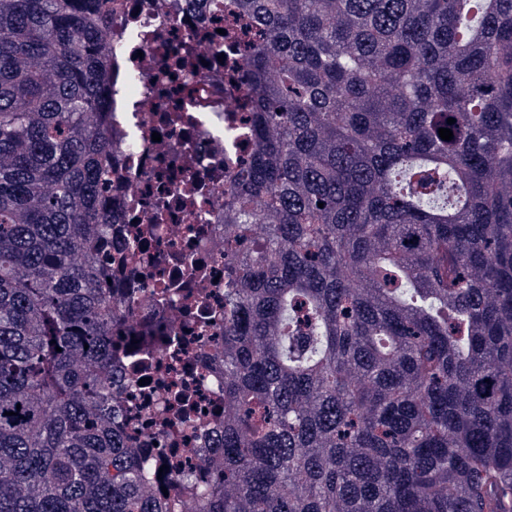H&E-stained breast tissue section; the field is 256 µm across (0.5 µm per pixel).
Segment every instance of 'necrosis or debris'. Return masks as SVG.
Instances as JSON below:
<instances>
[{
  "instance_id": "1",
  "label": "necrosis or debris",
  "mask_w": 512,
  "mask_h": 512,
  "mask_svg": "<svg viewBox=\"0 0 512 512\" xmlns=\"http://www.w3.org/2000/svg\"><path fill=\"white\" fill-rule=\"evenodd\" d=\"M224 5L111 0L107 24L112 208L99 263L112 271L115 402L135 453L177 457L199 479L224 434V199L252 150ZM179 472L162 474L172 499Z\"/></svg>"
}]
</instances>
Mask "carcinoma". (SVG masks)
Segmentation results:
<instances>
[{
    "instance_id": "cac0c4a2",
    "label": "carcinoma",
    "mask_w": 512,
    "mask_h": 512,
    "mask_svg": "<svg viewBox=\"0 0 512 512\" xmlns=\"http://www.w3.org/2000/svg\"><path fill=\"white\" fill-rule=\"evenodd\" d=\"M235 9L253 152L191 512H512V0ZM106 26L0 0V512H163L108 383Z\"/></svg>"
}]
</instances>
